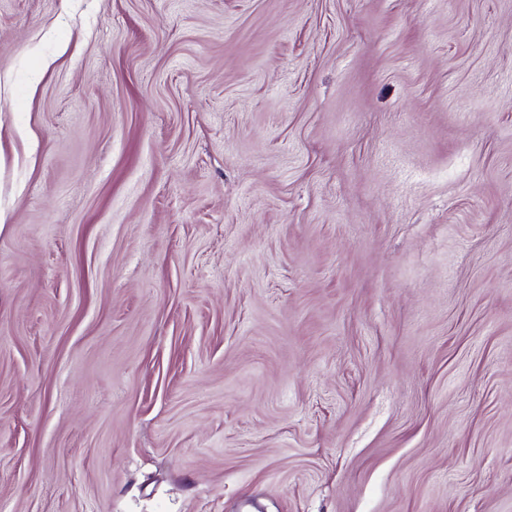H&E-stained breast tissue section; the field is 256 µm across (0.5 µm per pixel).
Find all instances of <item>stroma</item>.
Returning <instances> with one entry per match:
<instances>
[{"instance_id": "stroma-1", "label": "stroma", "mask_w": 512, "mask_h": 512, "mask_svg": "<svg viewBox=\"0 0 512 512\" xmlns=\"http://www.w3.org/2000/svg\"><path fill=\"white\" fill-rule=\"evenodd\" d=\"M0 512H512V0H0Z\"/></svg>"}]
</instances>
